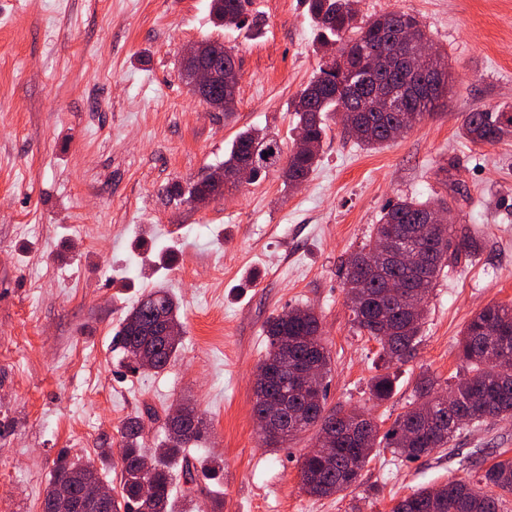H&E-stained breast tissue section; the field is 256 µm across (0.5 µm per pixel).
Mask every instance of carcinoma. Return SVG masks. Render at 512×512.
Instances as JSON below:
<instances>
[{
  "label": "carcinoma",
  "instance_id": "1",
  "mask_svg": "<svg viewBox=\"0 0 512 512\" xmlns=\"http://www.w3.org/2000/svg\"><path fill=\"white\" fill-rule=\"evenodd\" d=\"M308 15L316 31V48H336L346 58V65L336 71L322 63L317 74L301 90L294 102L297 125L305 130V145L296 152L289 150L281 167L284 181L294 184L308 180L320 162V151L328 122L337 114L354 110L347 134L367 149H375L391 141L399 132L400 113L372 112L370 98L373 83L355 70L359 49L368 53H403L409 47L401 44L407 34L430 41L422 22L405 12H385L357 24L349 16L350 0H306ZM245 0H211L210 14L214 23L239 27L244 21ZM207 52H219L218 61L229 69H238L237 55L224 45L204 40ZM428 69L440 77L434 83L421 74L394 71L391 78L419 108L421 117L432 116L445 104L451 75L448 54L437 51ZM464 135L476 144L493 145L512 140V113L504 105L475 108L464 115ZM283 153L282 143L266 131L248 127L238 132L224 157V170L232 171L246 163L251 152ZM176 194H216L209 176L190 183L182 190L175 183ZM454 200H441L432 205L413 198H400L388 205L373 234L345 264V279L354 282L349 289L348 304L353 323L376 340L381 347L383 363L405 361L412 357L421 341L424 309H409L383 295L388 279L397 277L407 291L425 298L433 293L445 268L478 256L482 244L479 229L464 225L456 228L450 222L426 224L421 218L436 211L448 215ZM411 227L417 233L416 248L427 264V271L411 263L398 267H370V253L388 228ZM167 324L181 330L179 306L162 289L143 295L126 313L117 334V342L126 359V367L137 371L138 356L146 349L154 358L153 370H164L179 350L180 337L160 335L158 327ZM268 352L258 365L256 374L254 416H263L272 407L283 406L285 418L298 426L281 438L294 439L316 429V448L300 465L301 490L315 497H327L352 487L371 461L378 436L374 421L361 411L342 412L326 407L324 380L330 372V352L322 338V324L309 308H291L268 318L265 323ZM465 363L464 378L448 390L441 391L437 381L421 377L416 386L417 402L400 415L384 434L385 447L406 460L415 461L448 447L465 424L483 423L512 416V304H490L477 312L466 324L460 341ZM317 363L319 379L315 387L301 384L282 386L268 380L269 372L284 362ZM372 399L382 403L394 393V379L381 374L372 380ZM184 420L165 422V439L155 449V465L150 475L141 471L145 456L143 420L139 415L127 418L119 429V463L122 474L121 499H112L111 512H171L173 507V468L182 464L184 478L195 481L188 453L200 445L209 424L204 414L189 406L179 407ZM331 433L336 439L332 457L318 451L321 437ZM86 474L83 465L68 455L59 456L45 489L42 512H53L52 506L64 492H79ZM151 480L156 492L150 498L141 496L142 482ZM512 493V458L501 459L484 469L478 486L451 481L438 488L421 487L400 499L392 512H500L501 494Z\"/></svg>",
  "mask_w": 512,
  "mask_h": 512
}]
</instances>
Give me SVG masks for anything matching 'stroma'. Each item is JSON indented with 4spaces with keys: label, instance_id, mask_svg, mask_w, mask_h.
<instances>
[{
    "label": "stroma",
    "instance_id": "obj_1",
    "mask_svg": "<svg viewBox=\"0 0 512 512\" xmlns=\"http://www.w3.org/2000/svg\"><path fill=\"white\" fill-rule=\"evenodd\" d=\"M360 17L415 15L447 51V105L375 150L330 123L320 163L291 187L278 169L196 205L170 197L223 162L236 133L264 128L291 144L293 100L323 62L304 0H249V24L214 26L209 0H0V512H41L58 453L96 458L144 418L153 448L189 402L210 430L199 456L213 480L175 476L176 512H391L422 486L476 481L512 454V418L465 425L443 453L382 450L350 489L300 488L314 431L267 447L253 419L266 319L318 313L331 352V408L369 413L386 432L420 376L464 372L459 339L482 307L512 304V141L476 145L466 112L512 104V0H355ZM205 39L240 60L234 112L189 90L184 50ZM457 196L455 224L482 250L430 296L423 338L390 366L391 399H372L380 346L351 323L341 263L400 197ZM180 303L183 340L165 370H128L114 335L145 292Z\"/></svg>",
    "mask_w": 512,
    "mask_h": 512
}]
</instances>
